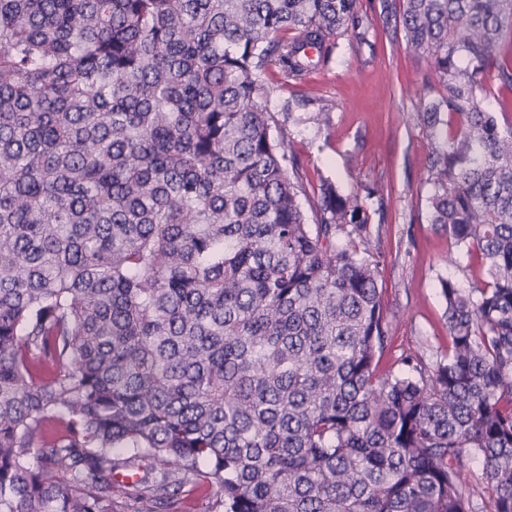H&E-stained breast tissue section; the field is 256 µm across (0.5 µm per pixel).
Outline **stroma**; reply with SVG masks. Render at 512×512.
Instances as JSON below:
<instances>
[{"instance_id": "stroma-1", "label": "stroma", "mask_w": 512, "mask_h": 512, "mask_svg": "<svg viewBox=\"0 0 512 512\" xmlns=\"http://www.w3.org/2000/svg\"><path fill=\"white\" fill-rule=\"evenodd\" d=\"M361 13L363 37H337L330 63L303 81L286 83L271 69L268 108H293L296 121L288 135L307 191L324 180L343 195L367 185L383 190V202H369L368 211L383 253L379 282L391 328L379 368L388 371L408 353L430 365L447 352L440 282L470 288L476 269L465 256L449 264L451 243L431 222L432 141L417 113L438 94L432 68L414 58L401 25L385 21L381 0H361ZM321 106L330 112L322 127L312 121Z\"/></svg>"}]
</instances>
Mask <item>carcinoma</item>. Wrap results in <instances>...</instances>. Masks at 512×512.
I'll return each mask as SVG.
<instances>
[{
	"instance_id": "carcinoma-1",
	"label": "carcinoma",
	"mask_w": 512,
	"mask_h": 512,
	"mask_svg": "<svg viewBox=\"0 0 512 512\" xmlns=\"http://www.w3.org/2000/svg\"><path fill=\"white\" fill-rule=\"evenodd\" d=\"M359 9L0 0V512L201 483L214 512H512V0L399 3L440 87L432 223L479 275L441 282L445 357L387 373L382 190L307 193L268 109L269 66H325Z\"/></svg>"
}]
</instances>
